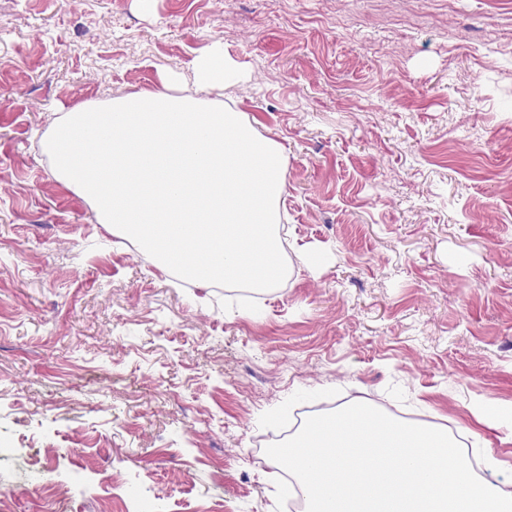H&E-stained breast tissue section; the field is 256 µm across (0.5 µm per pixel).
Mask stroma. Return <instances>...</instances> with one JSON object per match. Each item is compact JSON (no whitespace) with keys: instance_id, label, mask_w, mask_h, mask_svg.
<instances>
[{"instance_id":"stroma-1","label":"stroma","mask_w":512,"mask_h":512,"mask_svg":"<svg viewBox=\"0 0 512 512\" xmlns=\"http://www.w3.org/2000/svg\"><path fill=\"white\" fill-rule=\"evenodd\" d=\"M215 41L286 156L260 294L156 268L42 148ZM356 402L512 471V0H0V512H270L253 436Z\"/></svg>"}]
</instances>
